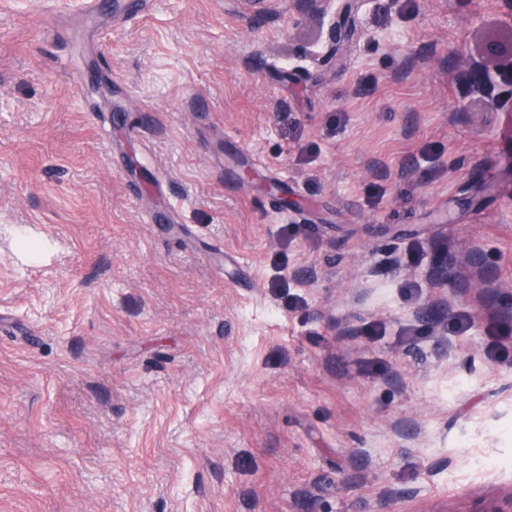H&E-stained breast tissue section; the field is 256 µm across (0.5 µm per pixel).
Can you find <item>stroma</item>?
Returning a JSON list of instances; mask_svg holds the SVG:
<instances>
[{
  "label": "stroma",
  "instance_id": "1",
  "mask_svg": "<svg viewBox=\"0 0 512 512\" xmlns=\"http://www.w3.org/2000/svg\"><path fill=\"white\" fill-rule=\"evenodd\" d=\"M491 458L506 0H0V512H472ZM481 258V247L477 241L462 251L460 256V263L474 271V275L469 280L466 288L477 293H484L489 290L488 288H493L496 285L495 280L483 272Z\"/></svg>",
  "mask_w": 512,
  "mask_h": 512
}]
</instances>
